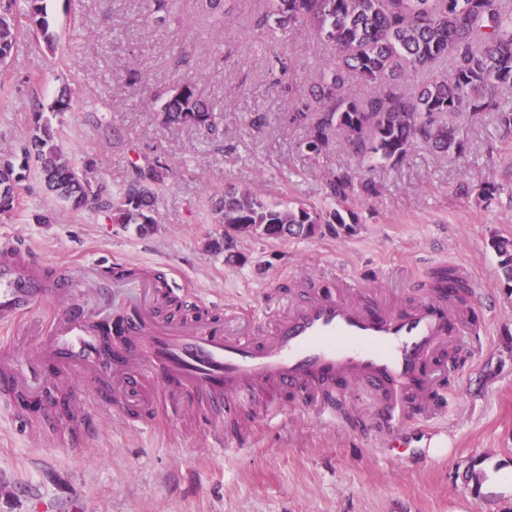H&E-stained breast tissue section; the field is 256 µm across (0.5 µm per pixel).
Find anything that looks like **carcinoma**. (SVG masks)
Here are the masks:
<instances>
[{
	"mask_svg": "<svg viewBox=\"0 0 512 512\" xmlns=\"http://www.w3.org/2000/svg\"><path fill=\"white\" fill-rule=\"evenodd\" d=\"M269 20L284 32L307 29L333 46L334 56L311 89L298 92L289 120L306 130L304 146L319 155L337 140L362 159L401 162L419 143L440 153L461 157L468 149L465 124L457 118L488 112L512 133V107L501 92L512 89V0H269ZM47 35L40 0H0V66H7L19 36L18 18ZM450 62L443 75L411 93L396 84L414 73ZM360 80L371 89L352 97L346 83ZM164 120L216 130L214 106L201 98L196 79L173 90L161 107ZM20 165L0 160V215L14 210L25 171L35 167L40 180L74 210L94 207L114 224L151 228L157 190L166 168L148 164L135 168L134 180L118 196L106 191L94 175L92 162L78 166L59 144L58 134L42 113L21 149ZM330 193L341 202L360 193H377L369 181L354 182L343 174L329 181ZM224 225L229 250L241 236L260 233L266 224H287L291 237H312L307 224H343L341 212H322L302 203L281 207L268 203L248 187H227L214 209ZM491 247L499 258L505 287L512 289V237L495 235Z\"/></svg>",
	"mask_w": 512,
	"mask_h": 512,
	"instance_id": "carcinoma-1",
	"label": "carcinoma"
}]
</instances>
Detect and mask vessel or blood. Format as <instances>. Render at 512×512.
I'll use <instances>...</instances> for the list:
<instances>
[{"label": "vessel or blood", "instance_id": "b4317fda", "mask_svg": "<svg viewBox=\"0 0 512 512\" xmlns=\"http://www.w3.org/2000/svg\"><path fill=\"white\" fill-rule=\"evenodd\" d=\"M66 268L48 273L34 248L0 244V326L29 316L42 299L61 294ZM144 305L112 326L120 359L110 363L86 318L65 308L46 327L33 357L35 372L66 375L73 389L110 379L113 391L150 390L149 401L126 404L133 420L146 408L172 411L191 397L205 416L224 412L242 420L255 412L274 418L285 405L313 411L324 424L336 421L330 400L336 390L369 386L377 416L367 433H383L389 453L400 454L401 430L409 419L430 415L445 365L447 345L460 325H479V307L459 288L438 280L424 282L417 300L393 306L378 289H359L333 279L317 284L302 275L293 281V302L269 325L239 329V314L227 307L209 319L167 320L158 314L164 291L151 280H136ZM162 370L154 383L150 369ZM35 393L30 378L0 360V403L28 415Z\"/></svg>", "mask_w": 512, "mask_h": 512}]
</instances>
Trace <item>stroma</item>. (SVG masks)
<instances>
[{"instance_id": "stroma-1", "label": "stroma", "mask_w": 512, "mask_h": 512, "mask_svg": "<svg viewBox=\"0 0 512 512\" xmlns=\"http://www.w3.org/2000/svg\"><path fill=\"white\" fill-rule=\"evenodd\" d=\"M44 4L53 44L20 32L0 71V158L19 153L34 113L70 89L74 108L50 121L69 156L95 160L103 187L119 192L146 159L168 168L147 233L72 210L36 172L21 182L15 209L0 215V239L31 243L48 265L67 267L72 307L105 319L128 313L125 291L91 271L116 261L162 273L185 307L230 306L252 319L266 318L268 298L297 274L333 272L359 287L377 274L405 302L445 265L465 267L471 297L491 307L486 342L466 343V361L448 375L446 410L407 423L412 446L402 460L354 425L353 416L375 410L362 386L336 425L293 407L244 433L174 414L130 427L121 403L95 405L85 389L70 414L39 419L50 445L0 409V512H512V291L490 246L492 236H512V135L483 114L468 122L459 159L421 144L396 165L363 162L339 142L312 157L288 119L286 86L309 89L333 48L305 30L256 28L265 0H224L220 14L206 0H167L162 23L144 0ZM193 76L217 109L222 139L162 120L165 93ZM257 114L259 128L250 124ZM343 172L374 181L378 194L330 198L327 180ZM484 182L497 187L487 200L477 190ZM228 184L350 211L355 222L309 238L240 237L231 251H211L208 242L224 235L213 206ZM55 309L48 301L0 330L17 373L28 374L39 345L34 324Z\"/></svg>"}]
</instances>
